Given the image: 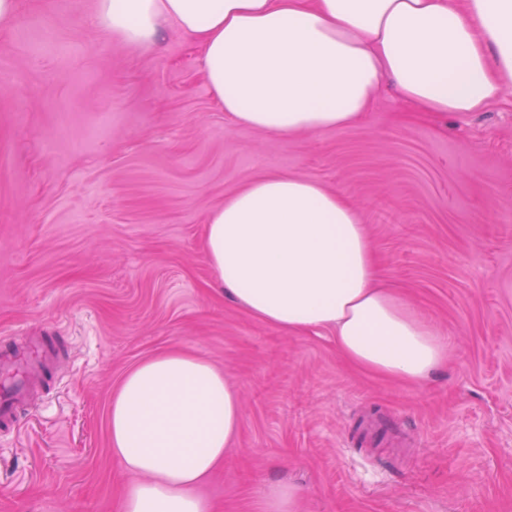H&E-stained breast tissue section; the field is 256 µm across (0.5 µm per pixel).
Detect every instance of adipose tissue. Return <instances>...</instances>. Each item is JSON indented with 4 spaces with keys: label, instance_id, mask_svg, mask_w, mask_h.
<instances>
[{
    "label": "adipose tissue",
    "instance_id": "ef3b65f1",
    "mask_svg": "<svg viewBox=\"0 0 512 512\" xmlns=\"http://www.w3.org/2000/svg\"><path fill=\"white\" fill-rule=\"evenodd\" d=\"M98 12L139 45L174 24L230 122L280 137L359 124L385 82L422 116L479 112L512 86V0H98ZM206 256L251 317L332 330L361 370L419 383L448 358L435 327L380 286L352 204L317 181L270 174L225 198ZM242 420L239 391L193 352L134 366L109 414L112 456L131 477L120 512H212L204 488Z\"/></svg>",
    "mask_w": 512,
    "mask_h": 512
}]
</instances>
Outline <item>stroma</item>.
Masks as SVG:
<instances>
[{
  "instance_id": "obj_1",
  "label": "stroma",
  "mask_w": 512,
  "mask_h": 512,
  "mask_svg": "<svg viewBox=\"0 0 512 512\" xmlns=\"http://www.w3.org/2000/svg\"><path fill=\"white\" fill-rule=\"evenodd\" d=\"M96 4L17 0L0 26V336L68 350L20 434L0 432V512H118L112 390L165 349L242 396L214 512H258L270 480L304 487L301 512H512V90L410 118L384 88L358 127L285 139L226 120L177 27L129 45ZM269 174L357 207L381 285L440 332L446 367L375 376L332 331L286 333L215 288L205 219ZM375 412L406 449L364 442Z\"/></svg>"
}]
</instances>
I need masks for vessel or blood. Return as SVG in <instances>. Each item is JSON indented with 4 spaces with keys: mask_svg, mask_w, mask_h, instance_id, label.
I'll return each instance as SVG.
<instances>
[{
    "mask_svg": "<svg viewBox=\"0 0 512 512\" xmlns=\"http://www.w3.org/2000/svg\"><path fill=\"white\" fill-rule=\"evenodd\" d=\"M0 351V430L17 431L65 361L53 336H13Z\"/></svg>",
    "mask_w": 512,
    "mask_h": 512,
    "instance_id": "b4317fda",
    "label": "vessel or blood"
}]
</instances>
